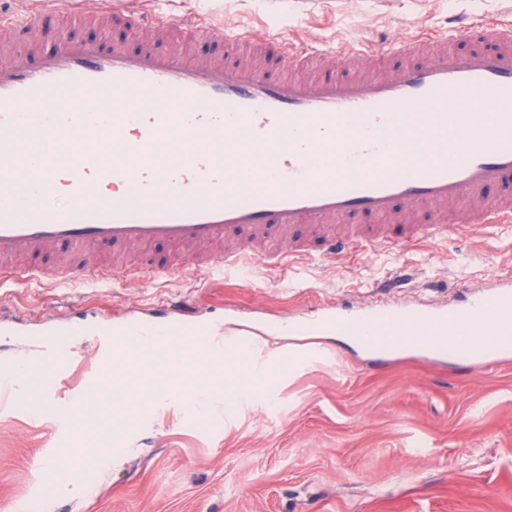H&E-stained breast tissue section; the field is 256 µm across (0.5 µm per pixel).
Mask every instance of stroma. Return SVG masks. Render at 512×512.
<instances>
[{"instance_id": "35a3bbf8", "label": "stroma", "mask_w": 512, "mask_h": 512, "mask_svg": "<svg viewBox=\"0 0 512 512\" xmlns=\"http://www.w3.org/2000/svg\"><path fill=\"white\" fill-rule=\"evenodd\" d=\"M166 19L159 47L186 37L181 18L203 16L219 28L274 31L308 44L353 46L413 42L423 30L446 32L448 19L512 25V0H126ZM15 11L43 9L46 41L65 31L103 35L96 24L54 8V0H13ZM110 282L56 286L36 280L0 282V317L40 329L44 319L86 327L44 365L85 358L109 321L172 317L167 300H193L214 328L256 330L252 363L281 356L291 364L273 401L257 397L206 420L179 405L110 448L93 466L73 471L54 444L61 423L48 409L34 414L0 404V512H512V363L465 367L434 362L406 349L371 366L372 350L344 336L320 337L324 358L302 350L304 325L324 310L354 317L380 302L379 286L402 279L391 302L463 306L512 283V223L478 234L451 233L407 250L364 258H317L289 270L268 266L248 280L184 271L179 249L166 243L115 256ZM164 264L170 276L146 284L125 280L126 265ZM69 473L84 496L57 493L44 470Z\"/></svg>"}]
</instances>
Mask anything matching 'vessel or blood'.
I'll return each mask as SVG.
<instances>
[{"label": "vessel or blood", "mask_w": 512, "mask_h": 512, "mask_svg": "<svg viewBox=\"0 0 512 512\" xmlns=\"http://www.w3.org/2000/svg\"><path fill=\"white\" fill-rule=\"evenodd\" d=\"M99 13L134 31L138 43L62 35L48 47L38 14L0 12V35L11 38L0 58L1 279L44 278L24 258L61 246L81 253L88 281L104 276L94 261L102 245L166 242L198 271L285 269L302 256L404 250L465 227L512 223V28L469 26L466 36L482 47L467 53L448 50L447 36L421 34L419 43L436 52L402 62L392 75L356 71L365 56L344 44L336 53L343 76L305 81L271 73L295 50L273 32L258 38L185 20L194 39L231 47L227 62L196 50H158L154 38L167 26L159 16L105 4ZM84 101L99 111H83ZM342 117L359 120L356 134L340 132ZM237 129L275 151L261 179L231 185L224 134ZM121 130L126 156L107 162L103 152ZM176 134L194 141L191 153L158 170L143 167L142 156ZM24 139L41 145L34 163L16 160ZM116 182L124 191L105 194ZM494 186L501 192L493 197ZM300 226L319 236V248L296 237ZM236 232L243 241L224 249ZM172 307L176 317L156 335V357L177 350L200 370L221 365L224 350L208 341V324L186 300ZM490 318L500 335H512V287L458 309L380 303L363 321L387 330V344L490 365L511 359L512 348L455 338L479 332ZM153 329L143 321L113 329L89 368L75 374L59 364L32 393L16 392L14 381L20 366L39 370L40 361L22 354L0 360V395L56 409L64 447L75 446L82 394L118 378L134 384L141 339ZM61 379L78 390L63 403L56 398Z\"/></svg>", "instance_id": "b4317fda"}]
</instances>
